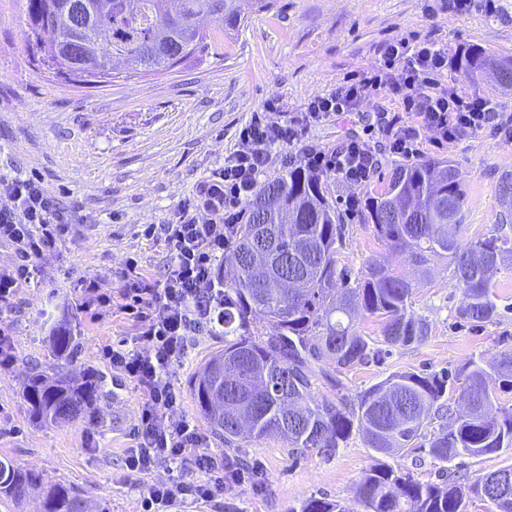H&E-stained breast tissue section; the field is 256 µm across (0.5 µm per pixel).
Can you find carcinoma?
<instances>
[{"mask_svg": "<svg viewBox=\"0 0 512 512\" xmlns=\"http://www.w3.org/2000/svg\"><path fill=\"white\" fill-rule=\"evenodd\" d=\"M27 0L28 37L39 63L61 80L72 84L99 85L112 79L115 62L128 58L149 71H167L186 58L224 49V29L233 30L254 12L270 7V0ZM85 18L83 39L88 52L74 59L66 38L71 12ZM108 32L113 55H108L100 34ZM473 77L495 67L509 78L512 88V57L491 59L472 47L460 60ZM397 195L404 216L387 213L392 195ZM464 179L449 161L421 160L392 168L384 190L369 198L364 219L377 235L409 254L419 263L427 255L443 251L454 264L461 291L458 313L477 322L496 316L489 278L477 275L476 266L492 261L501 252L512 251V239L503 233L512 228V217L499 216V235L467 247L448 246L440 240L442 226L453 224L459 234L464 198ZM245 222L235 226L226 245L224 262V349L213 354L190 378L191 393L199 413L211 431L229 448L260 440L280 432L294 451L337 448L353 430L364 433L367 446L381 454L394 445L406 448L422 432L427 420L448 416L451 429L440 428L428 440L430 455L440 461L460 456L478 457L512 449V409L498 419H485L492 405L484 387L485 371L472 364L461 372V396L467 408L444 407L450 377L443 373L406 372L372 386L354 405L343 400L312 398L313 380L329 375L320 362L331 359L338 367L380 364L392 348L423 342L428 321L410 310V284L403 278L373 265L355 287L336 298V243L346 235L343 214L323 174L305 165H294L265 181L243 205ZM265 252L271 267L292 277L293 286L284 290L269 287L268 280L250 270V252ZM382 319L386 347H373L355 328L358 312ZM267 322L273 332L256 336L252 324ZM57 354L74 351L76 336L57 327L49 336ZM247 348L250 358L237 362L231 379H224V398L255 401V418L250 434L233 436L226 423H217L211 403V366L226 354ZM101 377L83 375L72 381L57 371L28 377L24 398L38 423H69L94 409L100 396ZM294 392L302 400L303 413L286 416L284 397ZM429 406L426 418L405 424L396 434L385 433L400 423L401 414L420 405ZM41 482L39 475L0 460V495L20 498ZM491 501L498 512H512V466L483 475L462 489L458 480L448 486L420 483L385 462L365 474L359 486L364 512H467L466 496ZM43 512H107L81 490L52 484L46 490ZM299 512H349L339 501L327 498L305 500Z\"/></svg>", "mask_w": 512, "mask_h": 512, "instance_id": "obj_1", "label": "carcinoma"}]
</instances>
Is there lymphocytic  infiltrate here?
<instances>
[{
	"instance_id": "obj_1",
	"label": "lymphocytic infiltrate",
	"mask_w": 512,
	"mask_h": 512,
	"mask_svg": "<svg viewBox=\"0 0 512 512\" xmlns=\"http://www.w3.org/2000/svg\"><path fill=\"white\" fill-rule=\"evenodd\" d=\"M382 62L359 80L346 81L306 104L302 111L277 121L254 118L239 133V147L222 169L203 181L191 200L165 224V273L154 280L138 273L129 261L117 296L100 293L95 282L78 286L91 320L119 313L134 324V338L143 350L105 346L103 356L142 389L140 422L132 432L135 445L126 459L131 472L144 474L158 467L175 468L167 482L150 485L144 493V512H168L178 504L212 500L224 481H242L243 473L227 472L205 451L195 421L180 418L168 427L157 424L160 413L175 409L180 396L171 382L174 364L186 358L190 338L205 328L224 324V256L229 228L239 223L244 202L274 162L277 146L297 142L309 126L350 112L367 98L390 90L399 96L402 113L389 120L386 134L392 153L412 157L421 132L441 144L456 142L484 130L512 140V113L498 111L486 97H475L445 84L454 65L447 46L430 38L387 42ZM302 162L354 186L367 185L378 163L372 148L351 141L334 151L305 149ZM0 244L15 254L11 267L0 269V310L14 304L34 271L33 260L55 249L68 217L46 196L36 178L0 173Z\"/></svg>"
}]
</instances>
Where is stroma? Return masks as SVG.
<instances>
[{
    "instance_id": "1",
    "label": "stroma",
    "mask_w": 512,
    "mask_h": 512,
    "mask_svg": "<svg viewBox=\"0 0 512 512\" xmlns=\"http://www.w3.org/2000/svg\"><path fill=\"white\" fill-rule=\"evenodd\" d=\"M26 0H0V172L37 177L54 204L69 215L59 247L36 259L31 283L21 289L12 310L0 313L9 333L13 361L0 370V459L39 474L44 481L69 484L94 497L109 512H142L146 488L167 481L158 468L130 473L125 459L144 395L103 360L104 346L130 336L126 316L93 323L75 285L92 280L105 293H118L128 257L145 275L163 276L162 242L143 236L146 225L162 226L192 196L196 186L222 168L237 149L239 132L275 103L280 114L298 112L311 99L328 94L345 76L373 66L381 46L417 34L466 52L478 46L495 56H512V0H499L496 14L481 7L461 12L451 0H275L224 34L223 52L189 59L164 72L132 65L116 70L111 82L95 88L59 80L35 61L28 43ZM395 95L384 92L358 109L309 127L299 142L277 147L280 158L299 159L307 147L333 150L357 140L368 143L379 165L362 188L329 178L337 201L366 200L385 186L399 158L383 131L397 112ZM422 132L420 156L445 159L465 177L461 244L496 234L500 206L496 183L512 172V142L482 131L438 146ZM347 233L336 254L343 274L337 289L356 286L368 267L378 264L412 284L410 309L430 325L426 341L394 350L384 364L343 370L322 367L333 382L315 380L314 399L357 402L369 388L392 375L415 372L458 375L469 363L488 369L494 410L512 408V387L493 373L501 351L512 349V256L490 275L498 315L477 323L458 313L460 292L447 255L431 256L420 276L407 253L391 248L366 224L361 212L346 213ZM70 328L80 345L72 355H54L51 326ZM224 347L222 330L202 331L191 340L186 360L172 383L181 404L161 414L159 424L181 416L197 420L207 450L227 456L211 433L189 391V379L207 358ZM64 370L73 376L94 372L102 393L91 412L65 426L38 425L23 398L30 374ZM257 476L225 483L213 501L188 512H289L311 496L357 507L359 484L376 462L361 431L335 449L293 452L277 436L244 449ZM392 466L422 483L444 484L459 472L468 479L512 466V452L460 457L444 463L428 452L427 436L391 457Z\"/></svg>"
}]
</instances>
